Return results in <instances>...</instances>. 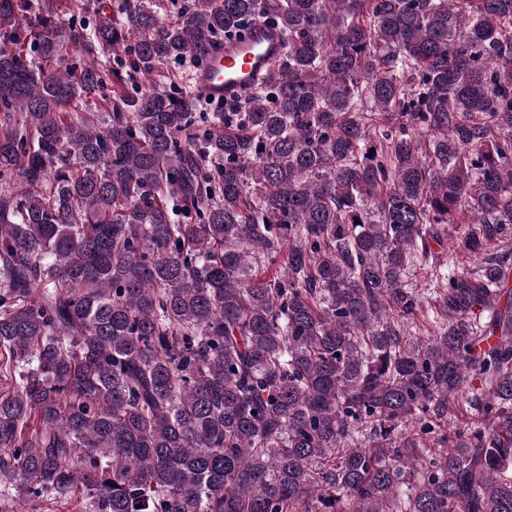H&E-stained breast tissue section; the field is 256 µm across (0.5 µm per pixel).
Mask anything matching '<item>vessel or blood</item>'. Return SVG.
I'll return each mask as SVG.
<instances>
[{
	"label": "vessel or blood",
	"mask_w": 512,
	"mask_h": 512,
	"mask_svg": "<svg viewBox=\"0 0 512 512\" xmlns=\"http://www.w3.org/2000/svg\"><path fill=\"white\" fill-rule=\"evenodd\" d=\"M282 52L280 31L257 23L242 40L225 43L213 52L208 66L197 76V88L210 100L242 97L277 64Z\"/></svg>",
	"instance_id": "vessel-or-blood-1"
}]
</instances>
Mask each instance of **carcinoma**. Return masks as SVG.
<instances>
[{
  "label": "carcinoma",
  "instance_id": "1",
  "mask_svg": "<svg viewBox=\"0 0 512 512\" xmlns=\"http://www.w3.org/2000/svg\"><path fill=\"white\" fill-rule=\"evenodd\" d=\"M158 9L0 0V496L512 512V0ZM261 19L213 129L129 91ZM56 13L55 23L59 30H68L71 27H79L83 23H90L92 26L99 19V13L105 12L107 16L112 17V1L113 0H77L83 2L87 6L85 11L72 10L70 0H55Z\"/></svg>",
  "mask_w": 512,
  "mask_h": 512
}]
</instances>
